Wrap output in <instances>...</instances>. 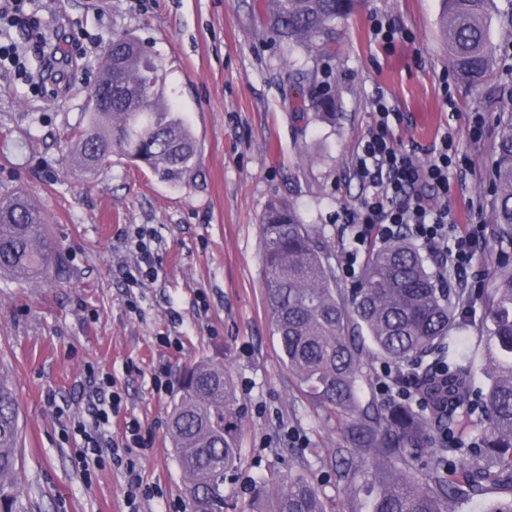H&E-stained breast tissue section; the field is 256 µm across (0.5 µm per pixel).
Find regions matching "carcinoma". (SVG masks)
Masks as SVG:
<instances>
[{"instance_id":"cac0c4a2","label":"carcinoma","mask_w":512,"mask_h":512,"mask_svg":"<svg viewBox=\"0 0 512 512\" xmlns=\"http://www.w3.org/2000/svg\"><path fill=\"white\" fill-rule=\"evenodd\" d=\"M355 0H265L270 33L288 51L335 54L336 28ZM441 32L458 78L481 85L495 62L488 0H443ZM301 96L313 73L291 69ZM96 84L112 90L104 106L87 105L68 130L66 168L94 174L117 152L160 181L185 185L199 159L191 126L170 102L159 58L131 35L113 38ZM494 234L512 246V113L497 145ZM260 231L266 293L284 363L299 391L339 417L343 443L336 477L351 485L359 471L375 489L371 512H454L495 494L484 512H512V263L492 272L490 295L464 298L408 235L365 249L359 285L336 288L328 242L286 201L272 202ZM62 265L45 214L22 193L0 197V273L38 284ZM480 320L483 383L453 333ZM375 354L403 368L396 391L426 395L427 410L387 396L362 399L364 359ZM438 364L448 371L439 374ZM242 416L224 363L187 367L167 435L184 475L189 512H224V472L240 460ZM19 409L0 370V512H22L28 491L19 472ZM252 512H325L321 494L299 476L257 490Z\"/></svg>"}]
</instances>
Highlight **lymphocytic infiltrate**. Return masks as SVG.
Returning a JSON list of instances; mask_svg holds the SVG:
<instances>
[{
  "label": "lymphocytic infiltrate",
  "mask_w": 512,
  "mask_h": 512,
  "mask_svg": "<svg viewBox=\"0 0 512 512\" xmlns=\"http://www.w3.org/2000/svg\"><path fill=\"white\" fill-rule=\"evenodd\" d=\"M373 108V123L354 167L366 196L358 208L342 212L345 223L352 228L350 247L345 252V272L355 274L359 249L366 242L388 240L402 232L449 259L454 271H466L477 258L475 247L485 238L487 227L459 226L448 202L451 170L457 164L453 137H441L431 147L432 161L421 163L414 153L399 148L390 126L393 109L387 100L377 97ZM151 241L148 227L134 228L129 244L136 263L127 272L132 284L158 277ZM86 383L91 414L89 419L75 421L72 428L84 440L80 462L87 467L109 459L123 465L128 512H139L138 498L145 491L143 477L136 463L122 458L119 450L142 444V427L138 420L126 421L121 441L112 440L107 429L121 412L123 396L110 376L98 375L95 369H88Z\"/></svg>",
  "instance_id": "lymphocytic-infiltrate-1"
}]
</instances>
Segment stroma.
I'll list each match as a JSON object with an SVG mask.
<instances>
[{"mask_svg": "<svg viewBox=\"0 0 512 512\" xmlns=\"http://www.w3.org/2000/svg\"><path fill=\"white\" fill-rule=\"evenodd\" d=\"M46 28L66 24L83 57L51 90L0 63V195L21 191L47 214L64 263L61 277L28 286L0 276V364L20 401V472L26 512H127L121 467L83 473L79 437L63 428L84 416L85 373L112 377L123 416L139 420L147 445L130 449L160 495L140 512H179L182 474L167 438L177 391H157L155 366L173 383L203 358L223 360L243 416L242 454L224 484V512H249L256 489L286 474L320 490L327 512H369L365 479L347 489L332 453L335 418L297 389L280 358L264 281L260 218L273 198L293 203L302 223L324 226L339 288L354 287L343 257L347 232L336 214L359 202L355 156L384 96L405 148L427 157L452 135L465 163L452 173L461 223H490L498 133L512 111V0H492L496 62L487 81L464 86L448 64L440 0H358L338 29L332 56L301 54L335 111H296L288 50L269 33L263 0H35ZM403 28L385 44L373 19ZM134 33L158 55L172 100L200 146L187 185L173 188L121 155L92 176L65 170L64 133L83 120L90 86L114 35ZM453 100L445 102L443 89ZM479 124L481 136L468 130ZM148 225L157 280L131 285L135 261L125 239ZM512 262L493 239L464 274L460 292L491 286V271ZM175 348L160 346L161 337Z\"/></svg>", "mask_w": 512, "mask_h": 512, "instance_id": "obj_1", "label": "stroma"}]
</instances>
